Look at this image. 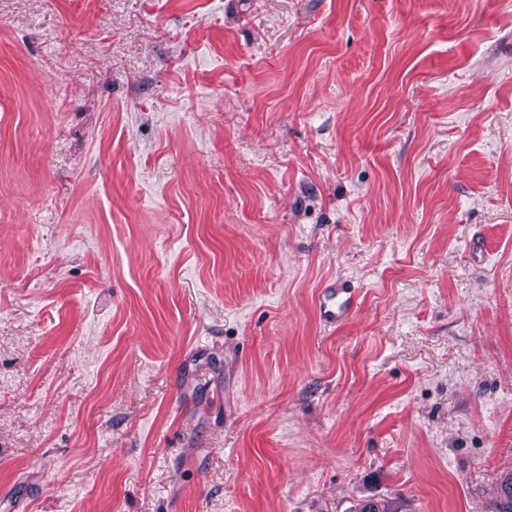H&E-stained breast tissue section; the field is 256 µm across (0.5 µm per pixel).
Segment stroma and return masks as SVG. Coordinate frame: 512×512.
Here are the masks:
<instances>
[{
  "label": "stroma",
  "instance_id": "1",
  "mask_svg": "<svg viewBox=\"0 0 512 512\" xmlns=\"http://www.w3.org/2000/svg\"><path fill=\"white\" fill-rule=\"evenodd\" d=\"M507 466L512 0H0V512H480ZM359 288L346 280L329 281L319 290V313L327 325L344 322L357 306Z\"/></svg>",
  "mask_w": 512,
  "mask_h": 512
}]
</instances>
